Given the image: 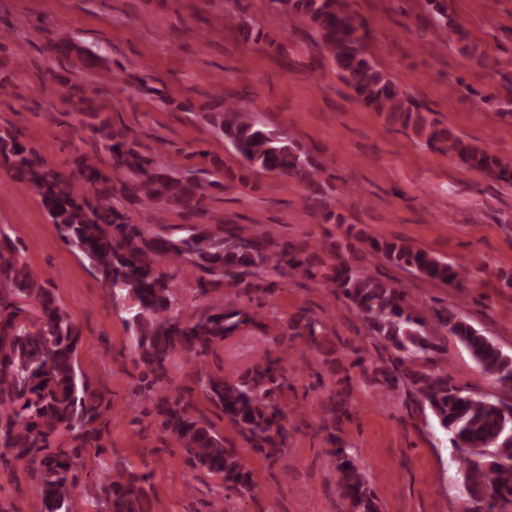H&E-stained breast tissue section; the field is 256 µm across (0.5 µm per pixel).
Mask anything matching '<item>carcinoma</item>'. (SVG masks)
I'll return each instance as SVG.
<instances>
[{"instance_id": "cac0c4a2", "label": "carcinoma", "mask_w": 512, "mask_h": 512, "mask_svg": "<svg viewBox=\"0 0 512 512\" xmlns=\"http://www.w3.org/2000/svg\"><path fill=\"white\" fill-rule=\"evenodd\" d=\"M285 14L300 19L313 32L316 48L329 60L360 105L404 128H412L428 146L459 156L486 177L512 182V162L466 142L405 98L394 81L372 61L367 32L349 0H273ZM428 27L436 50L462 40L448 16V0H427ZM236 156L240 175L224 172L212 158L210 169L176 176L157 155L132 147L120 132L104 123L90 131L112 157L121 174L110 184L95 156L74 160L63 170L52 168L9 128L0 129V162L31 190L54 224L60 239L109 290L112 306L123 314L135 353L143 367L137 391L157 397L156 421L192 468L216 476L224 491L253 498L264 491L224 434L196 415L193 394L218 408L241 438L267 459L288 452L283 425L284 392L288 389L284 357L277 346L298 341L304 350L329 356L336 343L325 322L300 308L281 338L257 356L251 367L226 377L208 371L207 357L238 330L261 328L279 283L261 277L276 274L313 281L344 299L371 342L394 350L389 364L368 358L365 346H351L343 383L355 378L391 390L401 387L420 397L438 426L449 435L451 460L457 466L455 489L459 512H496V503H512V401L459 387L433 370L452 336L470 354L480 372L512 398V354L472 325L457 308H417L404 289L380 279L364 263L366 256L452 291L466 288L469 270L455 262L402 242L361 237L347 241L321 239L301 246L278 245L264 232L217 224H190L174 236L160 224L170 208L196 214L224 179L250 173H273L301 191L311 216L324 224L336 219L318 177L324 172L293 139L279 136L237 102L210 118ZM136 202L147 223L129 224L116 205V195ZM25 247L13 225L0 224V461L26 470L41 502L40 512H79L78 478L72 461L86 453L99 456L111 421V401L81 369L80 328L52 289L27 264ZM204 272L209 285L225 284L257 298L247 305L215 314L187 317L173 278L183 266ZM196 365V389L171 386L168 369L176 359ZM331 450L338 485L351 512H380L379 498L352 449L335 433ZM147 474L126 468L102 469L94 512H153L145 490Z\"/></svg>"}]
</instances>
